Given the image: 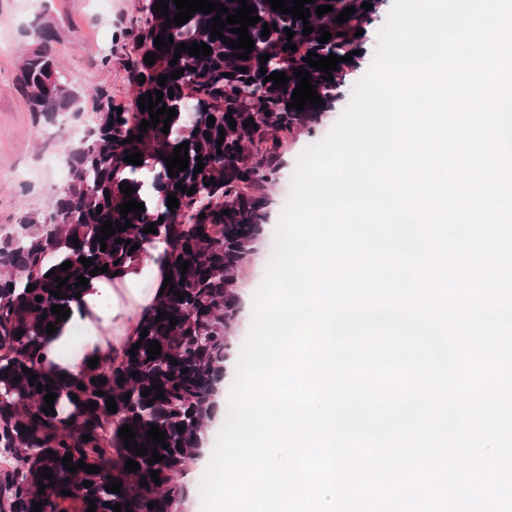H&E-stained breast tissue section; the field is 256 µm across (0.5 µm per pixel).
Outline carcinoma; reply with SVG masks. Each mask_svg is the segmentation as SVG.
I'll list each match as a JSON object with an SVG mask.
<instances>
[{
    "mask_svg": "<svg viewBox=\"0 0 512 512\" xmlns=\"http://www.w3.org/2000/svg\"><path fill=\"white\" fill-rule=\"evenodd\" d=\"M372 4L368 11L361 9L363 2ZM157 0H145L141 11L145 21L133 34L136 53L127 66V81L132 87L131 106L122 113L113 110L116 103L112 94L103 88L93 90L95 119L85 128L87 135L67 152L69 176L58 192L51 210L47 212L22 211L17 219L18 230L0 235V512H31L33 503L47 501L41 512H87L91 498L97 504L96 512H113L104 503L121 504V512H173L175 504L186 497L184 486L174 481V476L194 463L200 452V435L205 423L212 421L219 410L218 387L224 379V366L231 354L227 331L234 325L239 314L238 299L233 288L232 272L250 256V245L256 241L259 229L267 223L269 197L266 187L275 181L281 164L282 138L300 129L317 124L322 114L336 102V88L345 79L350 66L338 64L332 72L333 80L321 78L317 71L303 61L313 51L319 56L334 54L344 56L360 48L363 36L355 35L357 29H366L377 11V0H314L305 4L309 8L311 34L304 36L303 20L290 14L272 10L266 0H247L255 5L256 25L248 27V34L255 42L249 59H237L235 50L219 37L210 36L212 18L216 13L196 12L185 24L163 28L165 18L152 11ZM331 5L333 11L319 17L316 8ZM353 6L356 13L343 24L334 22L346 7ZM277 24L268 37L261 36L263 24ZM295 31L292 42L297 50H283L287 44L284 29ZM332 34L326 43H320L318 29ZM35 46L22 59L16 76V88L33 115L52 121L61 112H77L82 94L67 82L58 57L52 46L53 31L46 25H35ZM171 36L174 43L169 48L157 50V36ZM204 42L212 48L210 56L196 58L182 53L176 65H169L174 58L177 44ZM148 52L156 54L153 65L144 63ZM268 53L270 58L261 64L259 56ZM195 71H190V68ZM247 68V72L239 68ZM267 73L284 72L289 77L287 88H275L265 81L260 68ZM184 74L177 79H167L161 86L157 78L178 69ZM305 69L311 73L312 84L324 104L306 107L303 111L287 108L299 79L293 69ZM231 77L226 78L224 74ZM145 82H139L140 75ZM174 89L169 98L168 89ZM163 92V102L177 110L170 122L169 134L161 131L164 123L147 128L142 141L123 143L130 135L140 133L142 120H150L149 112H141L138 98L150 91ZM234 110L232 117L236 128L228 125L225 115ZM215 117L214 127L207 126L209 116ZM253 118L257 128L243 123ZM224 128V141L216 146L219 128ZM209 132L205 138L203 132ZM189 142V168L176 176L168 173L165 157L173 154L175 146ZM201 150H196V147ZM222 154H217V151ZM143 153V165L124 162L126 152ZM202 156L205 167L195 173L197 156ZM215 178L209 186L204 182ZM128 183L135 189L131 199L145 206V211L120 214L118 205L126 201L119 184ZM182 183L186 188L196 186L189 196L176 189ZM109 195H104V192ZM175 194L179 206L170 209L167 196ZM102 212H97V207ZM228 209L230 214L222 211ZM205 214L200 219L198 215ZM164 221H159V217ZM130 219L132 227L116 233L106 240L107 249L100 250L95 241L100 227L107 220L125 223ZM155 224L157 233H143L148 224ZM78 237L80 247L70 238ZM124 243L117 244L115 239ZM139 245L135 251L125 241ZM164 244L162 251L153 257L160 267H167L173 274L175 290L184 294L179 301L166 292L159 310L141 321V327L149 335L141 339V345L130 356L124 351L120 361L112 362V351L104 350L97 367L86 372L61 379L66 369L49 359L51 343L67 332V321H57L51 306L64 305L70 309L91 315L92 296L97 282L113 280L112 274L134 273L149 250ZM190 251H184V246ZM93 260L92 267L108 265V272L92 276L79 262L80 257ZM190 262L186 274H181L177 259ZM70 261L72 267L60 270L62 263ZM69 278L71 290L61 288L63 297L50 294L56 289L54 276ZM89 279L88 286H76L77 277ZM36 289L27 291L28 285ZM81 293L76 298L75 293ZM42 301H36V297ZM167 318L156 321L159 311ZM47 317H42V314ZM178 318V324L170 327L168 316ZM54 323L56 333L46 334L48 323ZM24 331L21 336L16 332ZM161 344V355L148 359V342ZM44 360H39V357ZM178 364L173 365L169 358ZM33 370L41 385L54 380L51 392L57 394L54 402L56 415H46L44 396L47 391L37 392L30 385V375L23 368ZM188 372H183V369ZM136 371L139 378L131 376ZM21 376L18 383L15 376ZM101 377L106 382L93 383ZM125 382L118 383L119 378ZM84 384L86 389L78 388ZM160 384L164 398L155 395L141 396L145 389ZM105 395L98 396L96 392ZM79 400H74L71 394ZM131 397L124 401L122 397ZM113 396L117 412L107 411V396ZM95 401L98 407L85 409L81 404ZM152 405H147V402ZM141 420L134 421L135 417ZM184 427L178 431L176 425ZM124 425L137 432L136 442L146 443V432L156 425L167 432L164 449L159 443H147V449H157L165 456L160 462L148 464V456H138L135 450L126 449L119 437ZM29 428L26 433L21 427ZM91 435L84 441L82 436ZM66 445H61V442ZM56 457H48V451ZM73 456L72 463L82 460L87 465H97L101 471L89 474L83 470L70 472L62 464V457ZM140 465L136 472L125 471L127 459ZM49 467L54 481L40 478L39 471ZM159 472L161 484L150 478V471ZM122 483V494L109 493L105 485L110 479ZM93 485L85 487L84 481ZM148 482L144 487L141 482ZM47 486L39 493V484ZM66 489L72 495L65 496ZM154 503L148 508V503Z\"/></svg>",
    "mask_w": 512,
    "mask_h": 512,
    "instance_id": "obj_1",
    "label": "carcinoma"
}]
</instances>
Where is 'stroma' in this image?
I'll return each mask as SVG.
<instances>
[{
	"mask_svg": "<svg viewBox=\"0 0 512 512\" xmlns=\"http://www.w3.org/2000/svg\"><path fill=\"white\" fill-rule=\"evenodd\" d=\"M142 3L143 0H112L108 10L103 11L97 0H0V227L14 226L20 209L51 208L56 197L53 185L57 172L49 165L48 158L53 152L68 148L66 141L56 137L57 124L35 123L14 87L18 66L34 43L30 32L32 21L38 19L53 27L55 48L68 81L83 93L79 112L64 116L68 129L78 135L94 117L91 89L108 88L114 101L124 106L132 101L125 64L132 44L130 33L144 21ZM354 84V79H347L335 108L318 125L296 131L284 141L282 164L268 191V221L259 237L264 244L262 256L248 259L237 272L234 283L237 295L253 296L263 281L297 158L305 147L321 140L331 130L348 104ZM130 310L125 300L116 311L108 305L94 307L92 317L84 322V332L74 336V343H87L94 336L115 341ZM235 368V360H228L220 388L219 414L208 426L209 435L198 459L180 477L187 493L179 512H202L199 484L228 414V394Z\"/></svg>",
	"mask_w": 512,
	"mask_h": 512,
	"instance_id": "35a3bbf8",
	"label": "stroma"
}]
</instances>
